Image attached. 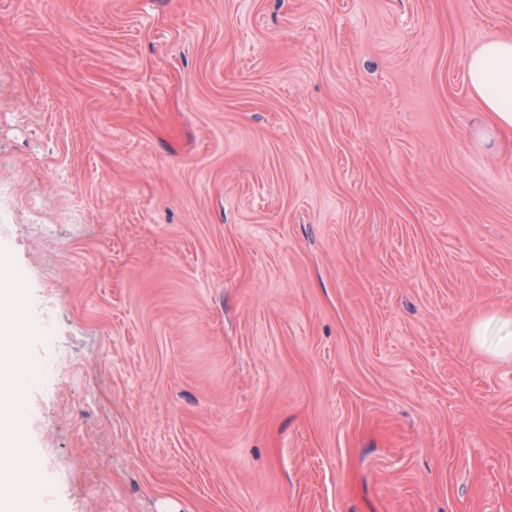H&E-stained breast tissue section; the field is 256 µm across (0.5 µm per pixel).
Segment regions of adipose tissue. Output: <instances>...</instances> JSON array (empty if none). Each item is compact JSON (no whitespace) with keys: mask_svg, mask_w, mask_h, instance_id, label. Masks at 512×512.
Returning <instances> with one entry per match:
<instances>
[{"mask_svg":"<svg viewBox=\"0 0 512 512\" xmlns=\"http://www.w3.org/2000/svg\"><path fill=\"white\" fill-rule=\"evenodd\" d=\"M469 82L477 93L491 126L512 129V39L492 38L469 56L466 62ZM8 343L0 344V446L17 441L16 419L11 404L2 394L16 386Z\"/></svg>","mask_w":512,"mask_h":512,"instance_id":"adipose-tissue-1","label":"adipose tissue"}]
</instances>
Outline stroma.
<instances>
[{
	"label": "stroma",
	"mask_w": 512,
	"mask_h": 512,
	"mask_svg": "<svg viewBox=\"0 0 512 512\" xmlns=\"http://www.w3.org/2000/svg\"><path fill=\"white\" fill-rule=\"evenodd\" d=\"M490 38L512 0H0L23 512H512ZM23 378L25 382L33 388H37L49 381L55 372V361L47 359L41 361L34 367L23 368Z\"/></svg>",
	"instance_id": "obj_1"
}]
</instances>
